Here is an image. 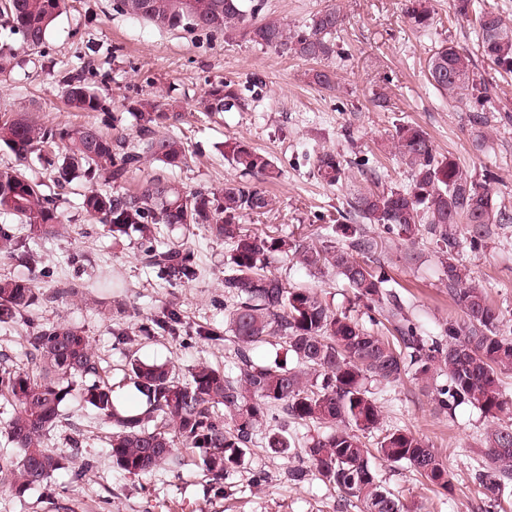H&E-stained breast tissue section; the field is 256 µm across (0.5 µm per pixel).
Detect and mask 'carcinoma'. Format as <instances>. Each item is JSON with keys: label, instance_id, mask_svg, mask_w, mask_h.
Masks as SVG:
<instances>
[{"label": "carcinoma", "instance_id": "cac0c4a2", "mask_svg": "<svg viewBox=\"0 0 512 512\" xmlns=\"http://www.w3.org/2000/svg\"><path fill=\"white\" fill-rule=\"evenodd\" d=\"M66 0H0V24L17 32L20 46L0 44V76L18 65L19 53L32 52L46 40ZM115 9L158 28L206 31L241 39L307 60L336 55L343 16L333 6L314 13L304 28L288 31L281 22L260 17L263 0H114ZM457 15L476 16L474 30L481 56L512 73V26L476 0H454ZM412 28L426 33L433 16L427 0H402ZM430 84L448 99L474 112H485L492 86L478 72L473 56L454 44L439 45L427 63ZM62 99L75 112H110L111 103L92 91L83 73L69 76ZM236 83L221 81L199 99L208 115L238 105ZM138 135L112 137L93 123L75 128L38 122L23 113L0 112V147L14 155L0 166V213L24 224L32 239L60 233L58 190L78 178L102 182L82 195L81 207L113 239L136 236L141 261L171 285L200 274L196 255L182 244L158 240L161 225L202 228L231 246L230 273L224 275L225 332L237 345L239 376L209 365L180 379L168 363L129 359L123 380L139 394L141 408L120 412L112 385L100 376V359L89 337L58 322L30 333L28 366L0 364V400L13 412L7 439L14 454L0 460V484L22 496L64 468V458L46 448L47 434L63 422L61 404L76 396L112 424V462L129 475L143 476L178 461V445L200 451L203 469L215 481L225 479L243 461L256 433L266 427V445L278 456L292 457L295 442L270 427L286 419L327 428L305 448L306 461L288 470V480L316 479L336 488L344 502L360 503L363 512H406L402 499L386 488L370 461L366 438L376 437L378 458L404 464L428 484L452 490L448 468L423 436L408 429H386L371 383L396 386L411 378L433 382L435 408L453 415L461 405L497 419L512 415V397L501 376L512 373V339L503 332L501 311L485 289L472 280L457 254L458 226H467L471 250L482 248L493 224H511L512 210L497 205L485 184L463 171L450 156L439 157L418 125L401 124L394 136L395 155L409 169L402 189L358 193L337 211L332 225L341 245L324 240L316 246L293 232L272 235L242 224L245 217L271 210L272 199L258 186L229 180L224 187L189 190L176 180L155 175L135 192L123 190L146 159L166 169L188 163L185 143L159 133L176 115L169 105L142 99L133 105ZM49 158L48 181L28 172L29 158ZM225 155L243 176H277L269 158L243 142L225 145ZM314 173L330 186L345 174L334 153L317 157ZM393 234L406 246L429 235L436 248L441 284L464 313L444 321L428 335L411 320L392 289L384 264L372 258L376 231ZM19 244L11 228L0 225V254L15 255ZM292 256L310 271H331L351 289L355 300L373 312L370 321L387 333L366 327L338 312L311 288H291L269 270L275 257ZM37 299L35 279L0 277V324L26 318ZM183 325L172 310L162 320L128 323L119 336L131 343ZM270 337L285 340L295 366L252 361L250 350ZM442 382H437V378ZM483 461L474 479L492 508L512 486V425L495 424L486 432Z\"/></svg>", "mask_w": 512, "mask_h": 512}]
</instances>
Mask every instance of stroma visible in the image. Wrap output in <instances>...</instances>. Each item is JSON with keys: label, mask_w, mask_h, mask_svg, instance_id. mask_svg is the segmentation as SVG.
I'll return each instance as SVG.
<instances>
[{"label": "stroma", "mask_w": 512, "mask_h": 512, "mask_svg": "<svg viewBox=\"0 0 512 512\" xmlns=\"http://www.w3.org/2000/svg\"><path fill=\"white\" fill-rule=\"evenodd\" d=\"M112 3L68 0L40 51L21 55L10 76L0 80V111L63 126L95 121V114L71 112L62 104L60 80L69 71L83 72L89 87L111 100L121 118L119 135H137V120L125 109L129 101L152 97L168 103L180 119L167 132L189 150L187 166L174 172L185 187L219 188L238 178L224 158L228 142L247 143L278 167V179L266 186L274 200L271 211L244 220L247 228L274 235L296 231L330 238L326 218L335 217L354 191L372 188L370 171L378 172L384 187H406L409 172L392 154V134L407 122L422 126L437 154L453 157L468 173L493 172L490 192L512 209V74L479 61L493 86L494 118L485 125L475 124L465 106L448 103L425 75L438 45L474 46L473 23L455 14L451 0H431L434 23L427 33L407 23L401 0H264L263 15L292 29L328 4L340 10V54L321 63L336 74L330 92L313 83V62L239 38L161 30L113 11ZM222 80L238 84L240 106L212 116L197 112L196 99ZM325 152L339 155L346 167L332 187L313 174L316 157ZM89 187L82 179L72 183L62 206L65 228L55 236L28 238L24 225L0 214V224L12 225L31 257L27 264L1 258L0 275L35 277L33 317L47 327L67 321L89 336L102 378L117 386L130 407L138 398L122 385L121 368L131 352L146 362H171L183 375L201 364L237 375L230 340L201 336L224 328L229 245L201 230L187 237L182 229H167L166 237L194 249L201 271L192 283L169 286L140 262L135 244L113 240L82 210L81 196ZM376 256L388 263L396 292L426 332L436 334L446 319H461L438 280L435 247L427 236L409 249L380 236ZM458 258L503 312L512 337V224L492 225L480 250L461 246ZM271 270L290 285L316 290L336 310L352 308L349 291L334 274H316L281 257ZM71 281L82 284L78 296L62 292ZM171 308L179 311L185 331L129 345L116 337L129 320L157 318ZM374 393L385 428L423 435L452 475L453 494L441 496L409 469L377 463L380 477L410 512H486L472 475L482 462L488 419L465 405L452 417L437 413L429 390L411 381ZM62 411L66 425L52 430L45 444L67 457V468L20 497L0 489V512H54L56 501L68 512H361L360 504H344L336 489L319 481L289 483L287 459L267 451L259 437L243 464L219 484L205 476L194 448H180L179 464L146 476L124 474L109 454L111 424L74 400Z\"/></svg>", "instance_id": "1"}]
</instances>
